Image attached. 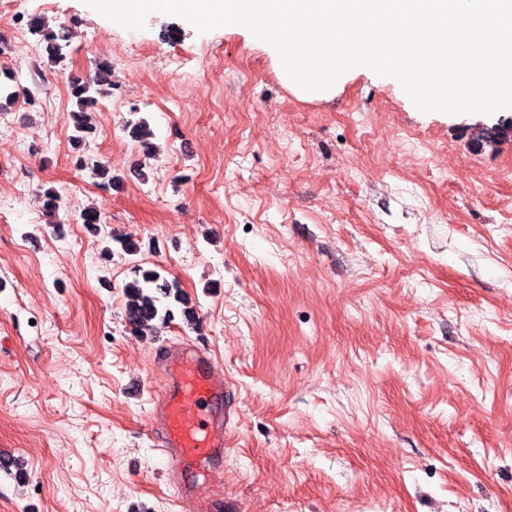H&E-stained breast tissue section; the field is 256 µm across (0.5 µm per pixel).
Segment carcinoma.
Wrapping results in <instances>:
<instances>
[{"instance_id":"1","label":"carcinoma","mask_w":512,"mask_h":512,"mask_svg":"<svg viewBox=\"0 0 512 512\" xmlns=\"http://www.w3.org/2000/svg\"><path fill=\"white\" fill-rule=\"evenodd\" d=\"M29 30L49 45L48 65L61 70L65 69L68 57L66 48L69 47L67 34L64 32L57 34L46 28V24L39 16L30 19ZM110 86L109 66L103 62L97 64L92 78L75 82L72 96L76 102V110L71 112V117L74 129L73 140L76 142L81 144L95 133L92 109L98 98L106 94ZM128 126L131 127L130 134L135 141L145 147L148 153L155 152L151 142L153 131L145 119L141 118L135 123L130 121ZM79 166L109 187L117 181V178L112 176V170L98 159L83 156L79 160ZM42 198L46 200V205L42 208L45 223H62L58 192L52 187L48 188L43 191ZM134 274V279L124 286L125 307L133 334L146 335L153 329L155 321L166 322L171 319L173 313L178 311L185 317L193 316L189 301L176 281L168 279L159 270L145 269L139 265L134 266Z\"/></svg>"}]
</instances>
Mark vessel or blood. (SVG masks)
<instances>
[{
  "label": "vessel or blood",
  "mask_w": 512,
  "mask_h": 512,
  "mask_svg": "<svg viewBox=\"0 0 512 512\" xmlns=\"http://www.w3.org/2000/svg\"><path fill=\"white\" fill-rule=\"evenodd\" d=\"M160 364L164 388L152 438L162 457V475L176 496L195 497L196 512H212L224 498L223 486L213 477L237 413V393L202 346L168 349Z\"/></svg>",
  "instance_id": "b4317fda"
}]
</instances>
